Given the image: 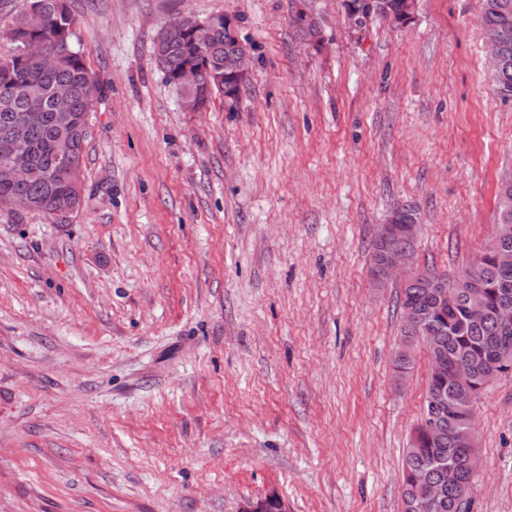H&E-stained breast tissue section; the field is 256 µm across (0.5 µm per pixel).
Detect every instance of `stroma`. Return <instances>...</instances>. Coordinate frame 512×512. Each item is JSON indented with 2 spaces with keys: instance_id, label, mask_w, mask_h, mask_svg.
I'll list each match as a JSON object with an SVG mask.
<instances>
[{
  "instance_id": "stroma-1",
  "label": "stroma",
  "mask_w": 512,
  "mask_h": 512,
  "mask_svg": "<svg viewBox=\"0 0 512 512\" xmlns=\"http://www.w3.org/2000/svg\"><path fill=\"white\" fill-rule=\"evenodd\" d=\"M69 4L98 95L78 211L0 209V512H401L428 355L396 381L400 287L370 257L401 206L419 267L455 276L491 242L512 99L482 0L360 28L341 0ZM222 12L249 79L192 112L158 28ZM474 415L470 512H512V374Z\"/></svg>"
}]
</instances>
